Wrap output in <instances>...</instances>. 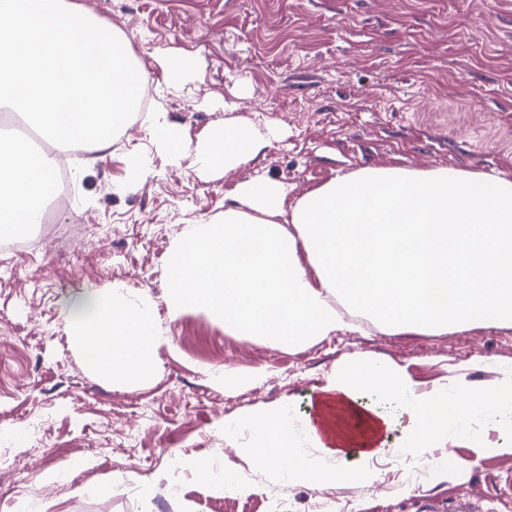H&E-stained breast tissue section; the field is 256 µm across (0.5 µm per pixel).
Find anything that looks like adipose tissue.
<instances>
[{
	"label": "adipose tissue",
	"instance_id": "obj_1",
	"mask_svg": "<svg viewBox=\"0 0 512 512\" xmlns=\"http://www.w3.org/2000/svg\"><path fill=\"white\" fill-rule=\"evenodd\" d=\"M261 134L240 124L212 131L200 150L210 168L230 171L254 156ZM56 161L34 156L20 141L0 138V228L36 223L54 186ZM235 207L218 223L190 224L171 262L170 317L201 302L227 326L273 346L325 337L345 326L331 297L363 316L399 329L430 330L454 323L512 324V178L435 168H362L336 177L288 204V188L256 175L233 190ZM299 226L292 237L282 216ZM309 266H302L301 255ZM79 354L89 367L136 386L157 366L164 341L147 296L129 300L123 285L110 294L87 290L66 306ZM401 399L409 417L391 448L378 439L386 417L362 403L360 392ZM320 419L309 432L323 450L314 464L294 446L292 408L281 403L241 421L253 460L286 468L294 483L356 480L372 484L377 455L423 456L447 438L464 435L474 413L512 416V382L460 401L447 393L416 394L392 365L357 357L323 387ZM363 428L358 463L343 462L353 438L334 413Z\"/></svg>",
	"mask_w": 512,
	"mask_h": 512
}]
</instances>
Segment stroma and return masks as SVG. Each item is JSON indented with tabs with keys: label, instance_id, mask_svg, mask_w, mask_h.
Here are the masks:
<instances>
[{
	"label": "stroma",
	"instance_id": "1",
	"mask_svg": "<svg viewBox=\"0 0 512 512\" xmlns=\"http://www.w3.org/2000/svg\"><path fill=\"white\" fill-rule=\"evenodd\" d=\"M126 40L183 136L171 164L138 131L73 167L75 192L46 248L0 253V512H448L457 497L506 512L512 419L473 418L437 449L444 464L379 458L378 481L289 484L254 462L249 430L225 424L288 401L299 445L321 389L363 355L401 366L417 393L456 397L512 382V326L441 331L358 326L273 347L207 309L168 315L170 256L183 228L217 222L235 184L264 175L289 201L365 167L512 175V0H70ZM191 57L173 88L161 59ZM275 131L241 169H202L220 124ZM146 158L133 180L129 156ZM81 231H74L75 215ZM68 288H59L60 280ZM122 284L151 296L167 341L158 372L130 388L84 365L67 299ZM216 370L243 377L232 389ZM236 476L222 490L176 459ZM117 484L118 494L97 488Z\"/></svg>",
	"mask_w": 512,
	"mask_h": 512
}]
</instances>
